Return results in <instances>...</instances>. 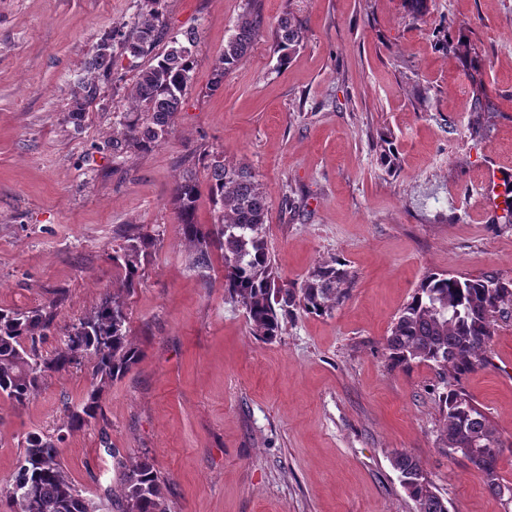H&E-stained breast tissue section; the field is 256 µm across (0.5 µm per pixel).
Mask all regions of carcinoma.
Returning <instances> with one entry per match:
<instances>
[{
  "label": "carcinoma",
  "instance_id": "obj_1",
  "mask_svg": "<svg viewBox=\"0 0 512 512\" xmlns=\"http://www.w3.org/2000/svg\"><path fill=\"white\" fill-rule=\"evenodd\" d=\"M160 2L143 0L129 30L114 29L92 47L83 75L70 90L68 115L74 125H80L87 107L98 98L100 85L111 81L114 48L139 57L167 35ZM264 28L259 8L252 6L240 16L215 64L213 87L221 86L224 77L238 67ZM300 39L294 16L284 12L273 30L272 42L280 63H288ZM173 43L156 63L138 72L131 90L136 112L112 129L108 141L112 158L147 151L169 134L195 68L197 35L187 30ZM203 167L215 222L204 225L195 221L199 179L194 169L179 176L172 204L191 247L192 265L206 267L212 252H221L224 291L245 310L253 335L272 342L281 333V316L294 310L326 315L347 298V273L336 267L334 260L318 264L299 283L282 280L266 239L269 201L248 166L213 155L203 159ZM157 241L153 234L139 233L114 251L112 262L121 270L124 291L134 288ZM511 314L512 280L461 279L431 272L393 320L386 339L392 368L403 369L418 361L436 369L444 387L438 397L444 418L442 449L450 456L461 454L482 473L488 491L498 497L512 496V486L502 483L498 473L503 440L461 382L485 364L498 320ZM54 318L52 303L29 311L0 309V396L23 406L38 394L47 376L66 373L84 360L92 362L93 390L81 404L65 407L56 433H27L13 483L0 486V499L11 505L12 512H96L68 481L60 445L71 431L105 421L101 389L126 375L139 359V350L129 337L126 303L120 293H106L99 307L72 325L60 337L57 350L47 356L40 344ZM106 452L112 456L118 485L112 490L109 512H170L165 480L147 458L129 460L109 445ZM392 465L418 512H448L447 503L416 457L400 451L394 454Z\"/></svg>",
  "mask_w": 512,
  "mask_h": 512
}]
</instances>
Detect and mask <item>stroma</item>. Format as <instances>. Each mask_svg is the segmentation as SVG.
<instances>
[{
  "label": "stroma",
  "instance_id": "1",
  "mask_svg": "<svg viewBox=\"0 0 512 512\" xmlns=\"http://www.w3.org/2000/svg\"><path fill=\"white\" fill-rule=\"evenodd\" d=\"M247 0H164L169 37L116 54L81 126L70 89L93 45L131 26L140 0H0V308L56 303L41 350L120 287L115 248L159 235L125 297L138 364L107 385V427L62 445L71 483L106 507L107 447L145 457L172 512H417L391 458L419 459L448 512H512L476 468L439 446L435 371L390 368L386 338L430 272L512 280V224L490 173L512 183V0H259L268 31L219 88L213 67ZM293 12L301 42L279 64L269 34ZM197 33L174 125L145 153L113 158L112 126L140 69ZM244 163L270 203L269 251L299 282L326 260L348 277L331 314L287 316L253 336L224 298V266L192 267L171 199L204 155ZM89 365L48 376L19 407L0 397V483L27 432L53 433L82 402ZM499 432L512 484V318L463 381Z\"/></svg>",
  "mask_w": 512,
  "mask_h": 512
}]
</instances>
